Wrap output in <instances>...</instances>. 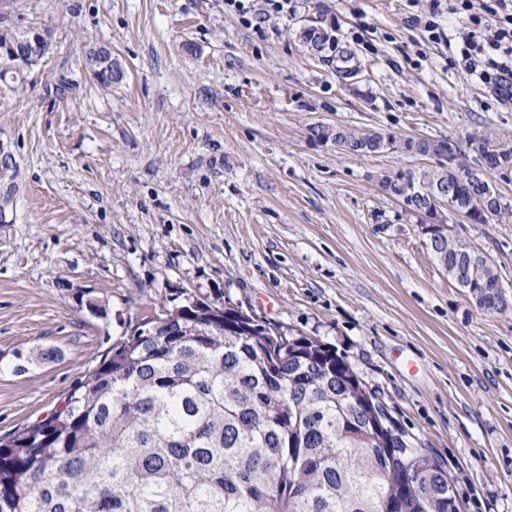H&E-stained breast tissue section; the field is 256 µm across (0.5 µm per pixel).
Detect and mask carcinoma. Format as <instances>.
I'll return each instance as SVG.
<instances>
[{
  "label": "carcinoma",
  "mask_w": 512,
  "mask_h": 512,
  "mask_svg": "<svg viewBox=\"0 0 512 512\" xmlns=\"http://www.w3.org/2000/svg\"><path fill=\"white\" fill-rule=\"evenodd\" d=\"M334 32L321 17L296 36L318 54L334 47ZM24 36L1 12L0 46ZM309 132L357 156L425 154L435 144L330 124ZM467 144L512 166V142L490 127ZM435 145L460 151L451 140ZM492 174L474 173L431 218L446 224L475 207L474 184H493ZM451 177L432 166L383 174L379 184L411 199ZM472 218L512 220V206ZM427 248L445 271H463L478 252L451 236ZM191 302L163 305L113 346L62 411L0 437V512H388L400 470L366 425L362 403L373 393L352 366L292 332L275 352L266 327L240 320L241 311L207 305L234 321L228 333ZM423 464L428 482L407 512H464L441 485L444 464L433 455Z\"/></svg>",
  "instance_id": "1"
}]
</instances>
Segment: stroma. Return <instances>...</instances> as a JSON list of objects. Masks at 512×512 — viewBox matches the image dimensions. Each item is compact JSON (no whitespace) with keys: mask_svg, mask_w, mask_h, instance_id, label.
I'll return each instance as SVG.
<instances>
[{"mask_svg":"<svg viewBox=\"0 0 512 512\" xmlns=\"http://www.w3.org/2000/svg\"><path fill=\"white\" fill-rule=\"evenodd\" d=\"M244 4L13 0L9 23L49 29L52 48L19 91L0 86L15 169L0 179V435L61 401L163 301L192 295L335 349L445 461L464 512H512V223L451 226L498 267L509 305L489 311L378 184L433 158L309 137L323 123L512 139V101L428 42L419 0ZM323 11L355 79L294 36ZM87 43L123 70L111 90L87 72ZM82 293L106 316L79 308Z\"/></svg>","mask_w":512,"mask_h":512,"instance_id":"stroma-1","label":"stroma"}]
</instances>
